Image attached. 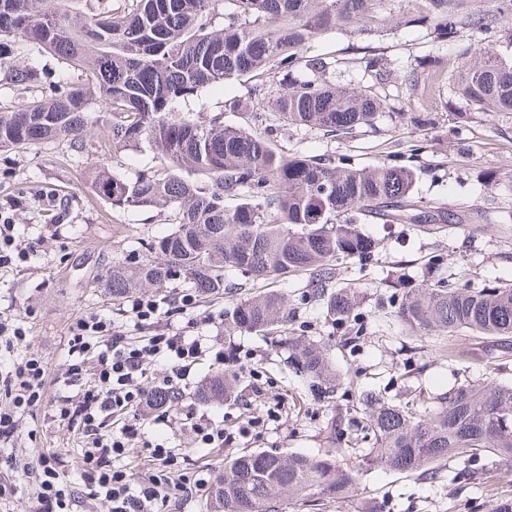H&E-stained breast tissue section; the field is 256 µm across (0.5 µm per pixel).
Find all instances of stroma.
I'll return each mask as SVG.
<instances>
[{
	"mask_svg": "<svg viewBox=\"0 0 512 512\" xmlns=\"http://www.w3.org/2000/svg\"><path fill=\"white\" fill-rule=\"evenodd\" d=\"M380 52L397 66L431 54L453 60L457 47L434 42L428 30L395 27L375 42ZM317 50L338 59L331 80L341 86H371L369 77L343 61L355 54L353 41L343 31L332 30ZM276 89L270 82L245 78L228 86L204 88L189 103L204 116L220 113L228 124H254L269 119V101ZM389 100H402L415 112L430 113L426 130L400 126L382 115L376 126L364 128L344 140H332L316 129L291 128L275 140L283 153L346 157L351 164L368 167L377 163L391 142L415 150L418 172L414 195L418 200L442 198L457 211L459 223L435 232L411 224H372L369 232L380 239L370 266L350 259L340 266V284L355 285L364 299L360 307L364 331L356 346L338 344V331L323 305L304 301L309 276L303 272L265 283L248 285L251 294L274 290L288 299L294 310L296 334L329 341L331 360L342 378L334 403L315 402L306 383L283 363L285 352L271 339L254 334L224 336V310L230 298L197 299L189 309L176 307L179 289H151V296L172 301L167 319L133 324L124 305L113 302L104 286L113 264L130 263L141 255L154 237L167 233L172 224L167 209H118L100 198L84 179L87 170L105 167L125 176L153 166L150 152L126 151L113 155L100 133L84 134L86 148L76 153L64 145L38 144L28 149H0V204L18 202L19 236L32 248L28 262L0 269V312L24 325L28 335L21 350L35 354L47 370L43 399L20 416L18 432L8 442L15 458L13 467H0V512H35L36 476L41 461L56 458L73 495L70 512H108L107 503L93 500L82 491L83 460L76 448L80 432L62 419L56 405L68 394L66 343L70 326L79 318L98 312L111 318L130 339L150 336L168 326L189 327L191 333L215 337L225 348L250 355L237 367L238 394L231 400L201 404L193 393L217 369L211 358L192 366L182 399L175 409L193 406L196 415L224 425L236 433L233 445L202 448L191 424L181 420H157L146 415L144 426L150 441L165 443L174 457L171 466L189 478L186 491L177 492L168 512H210L206 480L212 479L227 457L248 451L281 454L324 453L328 444L324 429L333 422L345 437H352L349 410L361 393L372 391L387 400H409L432 405L449 389L475 379L512 382V348L497 347L494 339L432 336L418 339L394 317L389 291L373 289L388 272L401 271L415 282L428 277L433 256H443L449 280L469 279L474 286L512 283V223H496L503 211L512 212V112H472L454 97L447 80L431 87L390 83L379 89ZM235 100L253 103L252 111L232 108ZM53 204H43L44 196ZM262 373L266 396L279 397L284 408L279 419L266 417V396L253 389L252 370ZM262 423L248 437L237 434L247 417ZM475 472L454 480L429 483L406 473L374 467L364 473L357 496L348 501L329 500L312 509L302 501L284 502L283 512H358L362 502L377 503L382 512H494L497 500L512 494V457H482ZM203 485H193V478Z\"/></svg>",
	"mask_w": 512,
	"mask_h": 512,
	"instance_id": "obj_1",
	"label": "stroma"
}]
</instances>
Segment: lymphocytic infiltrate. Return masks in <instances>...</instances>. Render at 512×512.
I'll list each match as a JSON object with an SVG mask.
<instances>
[{
  "instance_id": "obj_1",
  "label": "lymphocytic infiltrate",
  "mask_w": 512,
  "mask_h": 512,
  "mask_svg": "<svg viewBox=\"0 0 512 512\" xmlns=\"http://www.w3.org/2000/svg\"><path fill=\"white\" fill-rule=\"evenodd\" d=\"M90 352L95 355L93 385L61 397L59 409L62 418L80 422L86 439L84 493L110 503L111 512H165L174 491L186 486V478L164 468L137 478L117 461L145 439L135 413L149 408L151 392L181 389L191 366L205 356L223 363L224 350L207 337L171 328L133 343L110 319L94 312L70 327V374H81L80 360ZM45 386L46 370L32 354L13 360L0 373V389L10 400L8 407L0 408V442L11 440L19 411L39 401ZM110 418L117 422L115 430L100 433Z\"/></svg>"
}]
</instances>
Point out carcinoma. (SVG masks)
Returning a JSON list of instances; mask_svg holds the SVG:
<instances>
[{"label": "carcinoma", "instance_id": "cac0c4a2", "mask_svg": "<svg viewBox=\"0 0 512 512\" xmlns=\"http://www.w3.org/2000/svg\"><path fill=\"white\" fill-rule=\"evenodd\" d=\"M0 0V61L5 79L21 88L39 73L23 46L54 54L78 72L55 91L17 112H0V148L65 144L81 152V135L107 133L112 152L151 151L154 170L133 178L99 170L91 175L99 196L114 208L167 207L172 230L153 239L147 253L112 265L105 288L125 299L137 288L192 284L200 295L235 287L234 278L269 280L308 271L305 299L321 301L344 344L361 336V292L332 290L342 260L371 257L380 241L365 225L455 224L445 201H413L417 170L388 151L372 167L303 154L284 155L273 144L280 129H318L344 137L372 128L390 112L417 124L405 106L370 89L330 81L345 63L383 84L394 69L373 47L341 61L316 53L329 30L360 39L388 28L383 0ZM397 0L399 24L431 27L437 38L460 42L471 30L489 32L512 24V0ZM435 74L426 59L400 75L416 85ZM262 76L283 86L271 104L277 125L256 132L200 119L181 104L211 85ZM452 92L477 112H512V62L490 48L458 52L448 76ZM233 197L237 203L225 204ZM436 258L433 281L411 286L392 274L380 284L396 289V320L420 337L462 330L501 342L512 340V284L472 288L445 281ZM290 312L275 291L237 299L224 310V335L272 334L287 352L284 364L327 403L338 376L325 345L288 334ZM236 375L208 377L195 391L202 404L234 394ZM361 440L350 448L356 464L328 451L312 457L267 451L224 459L208 488L210 512H279L283 496L348 501L364 472L375 466L419 480L443 478L442 462L468 464L477 455L512 457V384L481 380L452 388L440 406L422 411L376 394L360 398Z\"/></svg>", "mask_w": 512, "mask_h": 512}]
</instances>
